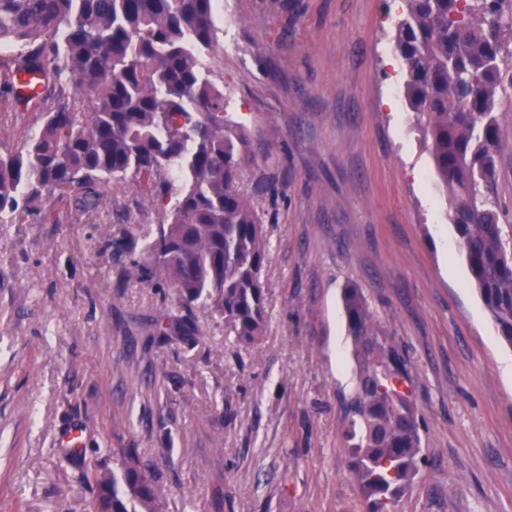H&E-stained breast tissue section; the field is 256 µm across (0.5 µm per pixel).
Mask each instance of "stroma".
<instances>
[{
    "mask_svg": "<svg viewBox=\"0 0 512 512\" xmlns=\"http://www.w3.org/2000/svg\"><path fill=\"white\" fill-rule=\"evenodd\" d=\"M209 63L253 154L266 330L254 346L140 278L134 181L98 206L0 223V512H90L80 471L136 449L165 512H366L342 446L353 386L341 294L362 289L407 358L423 438L398 512H512V345L476 291L394 41L404 0H229ZM40 108L0 106V151ZM496 189L512 224V87L497 99ZM169 332H156L158 323ZM82 424V454L57 436Z\"/></svg>",
    "mask_w": 512,
    "mask_h": 512,
    "instance_id": "1",
    "label": "stroma"
}]
</instances>
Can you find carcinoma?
I'll list each match as a JSON object with an SVG mask.
<instances>
[{"mask_svg": "<svg viewBox=\"0 0 512 512\" xmlns=\"http://www.w3.org/2000/svg\"><path fill=\"white\" fill-rule=\"evenodd\" d=\"M508 31L512 0H406L396 50L472 281L512 345V236L494 189L496 99L512 84L501 67ZM219 32L216 0H0V46L14 51L0 100L26 111L72 86L19 149L0 152V221L45 220L57 195L93 208L97 186L132 176L161 216L145 236L146 281L174 288L187 312L208 307L254 345L265 328L268 250L241 188L251 145L224 116V87L208 63ZM20 72L43 75L41 87L22 91ZM342 304L355 362L343 447L367 512H396L422 460L411 380L361 289L345 286ZM120 453V474L97 464L82 472L95 512H161L134 449Z\"/></svg>", "mask_w": 512, "mask_h": 512, "instance_id": "cac0c4a2", "label": "carcinoma"}]
</instances>
